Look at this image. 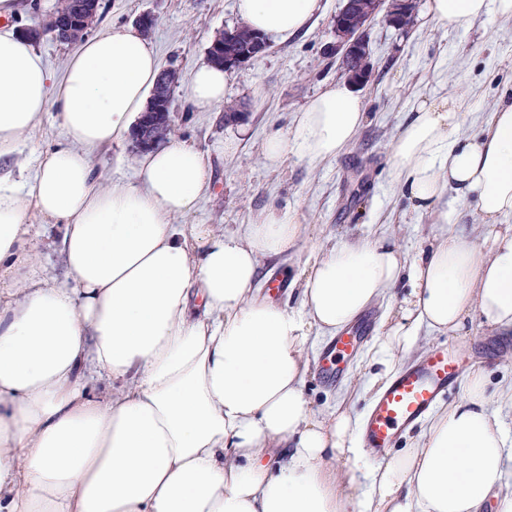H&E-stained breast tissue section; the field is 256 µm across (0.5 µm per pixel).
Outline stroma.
Wrapping results in <instances>:
<instances>
[{"instance_id":"35a3bbf8","label":"stroma","mask_w":512,"mask_h":512,"mask_svg":"<svg viewBox=\"0 0 512 512\" xmlns=\"http://www.w3.org/2000/svg\"><path fill=\"white\" fill-rule=\"evenodd\" d=\"M235 0H100L98 30L135 28L146 12L157 19L148 38L161 68L179 75L173 93L172 135L199 149L212 173L210 192L185 221L219 224L233 230L256 223L270 209L293 213L305 233L292 260L301 270L314 250L329 249L341 238L364 236L382 227L399 235L406 253H414L428 218L413 211L395 194L391 148L404 115L415 101L464 95L472 131L493 111L502 93L512 88V22L490 16L444 30L424 15L425 0H416L407 29L390 26L386 12L376 14L368 28L372 74L357 86L368 120L354 143L335 161L310 169L295 156L279 167H268L261 144L274 132L289 130L295 112L305 107L328 83L342 80L338 58L329 54L336 41L334 19L343 0H321L314 26L305 34L281 40L269 38L268 50L243 68L227 74L222 103L195 106L188 96L194 70L207 59L216 35L240 25ZM238 140L233 155H225L226 140ZM136 153L131 142L103 148L95 165L104 183L137 180ZM445 343L470 355L472 368L489 372L490 388L512 381V338L473 326L469 336H433L422 350ZM362 350L347 363L345 378L325 382L310 370L308 391L316 408L334 405L339 395L356 387L353 409L365 415L376 394L366 391L372 376Z\"/></svg>"}]
</instances>
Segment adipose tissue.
Segmentation results:
<instances>
[{"label": "adipose tissue", "instance_id": "1", "mask_svg": "<svg viewBox=\"0 0 512 512\" xmlns=\"http://www.w3.org/2000/svg\"><path fill=\"white\" fill-rule=\"evenodd\" d=\"M236 9L285 40L321 6ZM425 10L442 29L512 20V0H426ZM159 70L152 43L131 29L85 39L59 76L0 31V512H512V492L500 490L512 386L491 400L485 369L379 462L344 402L321 412L307 392L317 339L375 307L368 359L383 376L424 334L465 336L477 320L512 335V98L472 134L461 97L418 101L391 158L395 187L434 218L428 233L410 256L388 230L338 242L297 275L289 306L262 298L259 267L288 257L302 225L286 211L228 232L182 223L210 189L195 146L171 139L139 160L137 182L98 181L95 154L130 135ZM225 78L201 64L191 101L222 102ZM51 108L65 142L25 179L17 147ZM365 121L362 99L338 82L289 133L267 136L262 155L315 168ZM450 194L476 209L478 235L453 223ZM35 216L60 228L51 247L63 274L40 261Z\"/></svg>", "mask_w": 512, "mask_h": 512}]
</instances>
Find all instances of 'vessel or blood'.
I'll return each instance as SVG.
<instances>
[{
	"label": "vessel or blood",
	"mask_w": 512,
	"mask_h": 512,
	"mask_svg": "<svg viewBox=\"0 0 512 512\" xmlns=\"http://www.w3.org/2000/svg\"><path fill=\"white\" fill-rule=\"evenodd\" d=\"M365 332L362 325L351 328L324 349V378L337 381L343 377L345 363ZM466 366L465 354L448 347L430 349L421 360L402 366L375 398L360 425L366 451L376 458L387 454L399 433L422 423L447 397Z\"/></svg>",
	"instance_id": "b4317fda"
}]
</instances>
